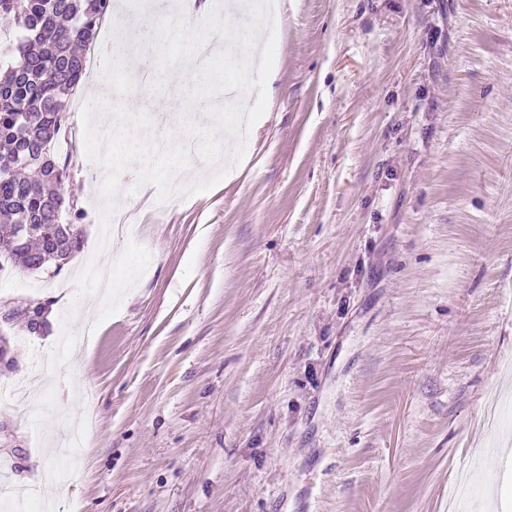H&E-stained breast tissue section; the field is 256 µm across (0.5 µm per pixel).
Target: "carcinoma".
Instances as JSON below:
<instances>
[{"mask_svg": "<svg viewBox=\"0 0 512 512\" xmlns=\"http://www.w3.org/2000/svg\"><path fill=\"white\" fill-rule=\"evenodd\" d=\"M16 19L0 42V256L28 271L66 262L81 248L75 224L62 222L67 163L49 154L89 45L112 14V0H0ZM30 226L24 245L18 225Z\"/></svg>", "mask_w": 512, "mask_h": 512, "instance_id": "1", "label": "carcinoma"}]
</instances>
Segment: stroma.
<instances>
[{"label":"stroma","instance_id":"obj_1","mask_svg":"<svg viewBox=\"0 0 512 512\" xmlns=\"http://www.w3.org/2000/svg\"><path fill=\"white\" fill-rule=\"evenodd\" d=\"M247 163L156 207L119 175L149 263L83 333L0 322V488L57 466L55 512H512V0H281ZM55 154L82 246L11 262L0 306L76 298L100 232L76 117Z\"/></svg>","mask_w":512,"mask_h":512}]
</instances>
